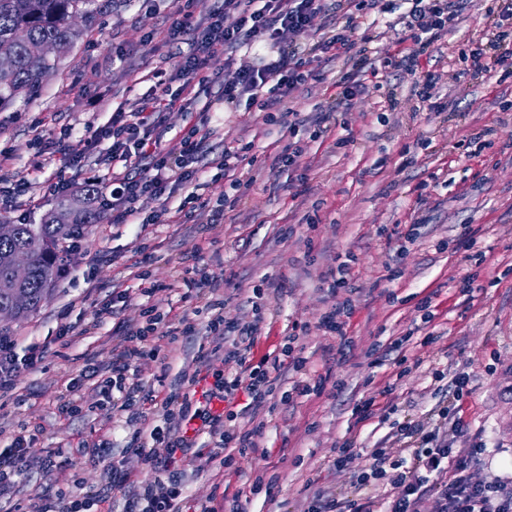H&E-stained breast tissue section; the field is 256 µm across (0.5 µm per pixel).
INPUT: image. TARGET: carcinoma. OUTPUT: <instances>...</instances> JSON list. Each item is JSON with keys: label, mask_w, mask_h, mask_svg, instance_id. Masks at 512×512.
Segmentation results:
<instances>
[{"label": "carcinoma", "mask_w": 512, "mask_h": 512, "mask_svg": "<svg viewBox=\"0 0 512 512\" xmlns=\"http://www.w3.org/2000/svg\"><path fill=\"white\" fill-rule=\"evenodd\" d=\"M94 0H0V110L18 100L30 101L42 90L48 76L71 51L81 30L68 20L81 15L85 26L96 21L101 8L92 7ZM52 45L51 57L42 54L44 46ZM102 194L101 187L86 185L87 205L81 210L61 202L43 224H16L14 232L0 238V306L11 303L14 284L10 260L19 251L31 256L29 276L24 288L29 304L18 311V319L37 312L49 296L68 254L59 244L100 221L95 206Z\"/></svg>", "instance_id": "obj_1"}]
</instances>
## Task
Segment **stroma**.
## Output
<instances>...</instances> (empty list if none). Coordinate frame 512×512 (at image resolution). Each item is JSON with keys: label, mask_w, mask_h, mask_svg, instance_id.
<instances>
[{"label": "stroma", "mask_w": 512, "mask_h": 512, "mask_svg": "<svg viewBox=\"0 0 512 512\" xmlns=\"http://www.w3.org/2000/svg\"><path fill=\"white\" fill-rule=\"evenodd\" d=\"M389 10L371 28L368 56L377 70L366 76L365 89L352 100L334 99L333 82L348 70L346 57L325 54L315 63L317 76L295 90L287 101L295 133L265 123L262 112L240 103L235 111L213 115L214 133L195 167L197 192L216 200L224 190L214 180L213 160L225 148L254 142V164L239 163L234 175L248 187L242 202L226 210L221 223L210 221L209 209L177 224H116L111 211L88 227L81 250L71 257L43 307L28 319L0 323L15 343L17 355L32 345L45 347L41 362L22 368L9 389L0 392V449L21 427L40 429L33 457L57 450L71 459L81 492L95 501L106 478L100 468L78 453L81 442L109 437L115 457H122L129 430L120 415L96 408L98 393L85 379L87 358L110 361L120 343L117 323L139 320L142 302L177 319L189 304L174 287L179 264L200 261L228 300L224 314L246 315L252 287L265 280L276 309L254 347L255 357L277 354L292 325L312 323L303 338L308 375L324 378L321 396L299 398L260 412L261 446L267 456L236 459L232 468L203 457L184 501L193 506L213 489L238 497L246 512H303L308 497L320 490L351 494L349 477L330 470L332 450L344 439L373 447L386 425L358 427L352 410L360 398L374 395L393 370L385 359L390 342L406 337L409 360L425 367L398 380L391 398L402 422H425L446 406L447 390L434 389L427 365L470 378L462 417L468 432L461 447L484 444L477 465L485 472L512 479V441L500 428L495 401L500 368L512 364V76L499 65L474 71L472 55L485 48L498 19V0H477L455 17L447 36L435 43L422 70L438 78L441 98L451 108L431 111L413 89L414 78L387 66L399 39L407 35L409 0H386ZM173 0H112L95 24L84 30L71 52L48 78L40 95L16 102L0 112V149H9L11 165L0 171L9 179H26L37 200L34 207L0 204V224H39L61 199L80 197L92 171L112 165V143H85L110 123L117 107L131 108L146 93L150 72L174 64L188 44H167L163 35L174 20ZM334 109L342 120L321 140L311 141L308 127L317 112ZM70 132V145L81 154L79 167L58 175L34 144L37 121ZM305 148L304 171L278 167L277 152L290 138ZM70 183L67 194L54 190L58 178ZM316 229H309L308 220ZM419 224L414 242L397 256L394 240L409 225ZM387 225L389 237L377 234ZM313 235L315 248L302 240ZM353 254L351 276L360 291L349 322V346L317 330L333 298L322 280L337 256ZM149 273L156 291L139 293L141 273ZM475 276L472 298L459 291L461 279ZM129 291V305L114 316L95 320L94 304L112 291ZM431 297L435 318L429 324L435 341L422 345L416 306ZM70 326L74 342L60 346V326ZM213 339L206 332L163 346L160 358L142 364L138 377L158 398L178 390L183 370L193 369L200 348ZM80 382L82 413L62 415L59 407ZM271 482L260 493L251 487L257 474Z\"/></svg>", "instance_id": "35a3bbf8"}]
</instances>
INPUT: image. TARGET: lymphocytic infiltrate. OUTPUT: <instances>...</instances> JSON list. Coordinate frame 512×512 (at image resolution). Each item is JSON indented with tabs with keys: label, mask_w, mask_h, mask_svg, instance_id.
<instances>
[{
	"label": "lymphocytic infiltrate",
	"mask_w": 512,
	"mask_h": 512,
	"mask_svg": "<svg viewBox=\"0 0 512 512\" xmlns=\"http://www.w3.org/2000/svg\"><path fill=\"white\" fill-rule=\"evenodd\" d=\"M347 21L316 42L306 37L315 18L324 12L325 0H224L221 9L208 17L197 12L198 0H178L176 19L165 40L176 43L193 35L191 50L171 68H157L151 73V93L131 108L117 107L105 137L112 140V156L123 163L112 174V221L116 224H170L174 217L163 204L166 193L185 191V205L201 209L199 195L193 191L197 171L192 163L210 137L209 114L215 103H199L197 97H178L170 93L173 82L205 85L211 78L210 63L226 50H254L264 44L275 48L273 56L258 64L227 68L224 74V102L247 101L263 112L269 124H285L288 111L284 102L312 75L310 65L320 55H347L351 68L335 83L337 96L347 99L362 91L360 73L370 60L365 48L369 36L360 35L358 19L369 10L378 9L381 0H343ZM473 0H414L408 25L413 47L397 51L394 66L408 74H421L419 96L430 109L447 110L438 101L437 80L432 73H420V59L430 56L435 42L448 33V23L471 6ZM183 112L189 130L175 144L163 141L161 127L167 112ZM155 201L151 212H144L143 201ZM324 280L337 302L318 322L319 330L345 336L353 313L350 295L355 286L349 261L337 262L327 269ZM179 286L194 300L188 314L177 322H165L154 308L142 310V321L120 325L116 333L126 345L113 356L109 365L96 368V389L104 398L113 392L124 395L119 410L135 431L126 447L137 454L142 464L154 474V480L140 486L124 467L114 462L112 442L103 437L91 443L90 454L102 465L107 482L103 502L120 495L121 512H182L188 469L193 461L189 449L198 443L210 448H225L229 454L225 466H232L234 455H248L259 450L261 426H242L234 409L239 397H247L248 410L259 414L281 386L282 372L295 373L291 392L298 397L320 394L323 382L303 379L308 359L302 339L309 324L297 323L285 339L279 356L253 361L256 339L275 309L262 285H254L251 314L233 320L223 315L225 301L215 295L216 287L203 267L192 265L179 272ZM207 315L205 329L213 338L211 349L199 351L194 359L195 372L187 376L188 388L179 407L157 402L152 390L130 374L134 364L145 358H158V339L175 343L178 337L195 335L198 315ZM211 376L209 386H201V375ZM466 383L455 379L453 399L439 409L437 419L422 427L400 425L392 448L360 451L353 440H346L334 450L331 469L341 474L357 470L353 495L320 491L310 499L304 512H512V482L507 483L479 473L472 461L482 455L481 444H472L467 455H459L454 444L464 436L461 401ZM223 402V411H214L213 402ZM31 448L26 437H14L0 451V496L16 493L28 478L27 457ZM87 503L75 491L49 482L28 512H85Z\"/></svg>",
	"instance_id": "lymphocytic-infiltrate-1"
}]
</instances>
